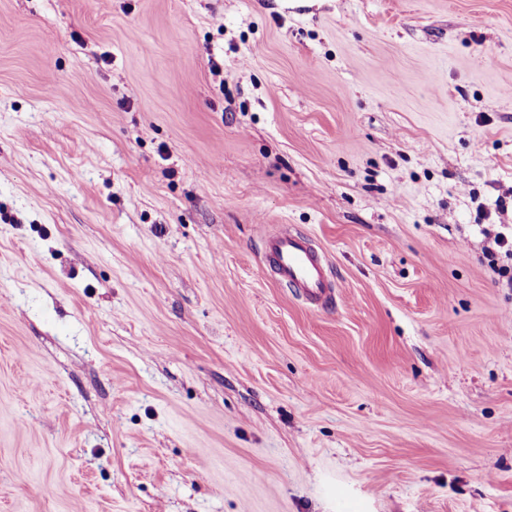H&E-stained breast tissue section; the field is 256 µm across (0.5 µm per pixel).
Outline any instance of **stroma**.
I'll return each instance as SVG.
<instances>
[{
	"label": "stroma",
	"instance_id": "obj_1",
	"mask_svg": "<svg viewBox=\"0 0 512 512\" xmlns=\"http://www.w3.org/2000/svg\"><path fill=\"white\" fill-rule=\"evenodd\" d=\"M504 224L512 0H0V512H512ZM265 252L277 278L315 306L331 298L334 288L321 255L309 238L299 232H281L268 237Z\"/></svg>",
	"mask_w": 512,
	"mask_h": 512
}]
</instances>
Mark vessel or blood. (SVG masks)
Listing matches in <instances>:
<instances>
[{
    "mask_svg": "<svg viewBox=\"0 0 512 512\" xmlns=\"http://www.w3.org/2000/svg\"><path fill=\"white\" fill-rule=\"evenodd\" d=\"M265 252L277 278L314 305L331 298L334 288L321 255L309 238L299 232H281L268 237Z\"/></svg>",
    "mask_w": 512,
    "mask_h": 512,
    "instance_id": "1",
    "label": "vessel or blood"
}]
</instances>
